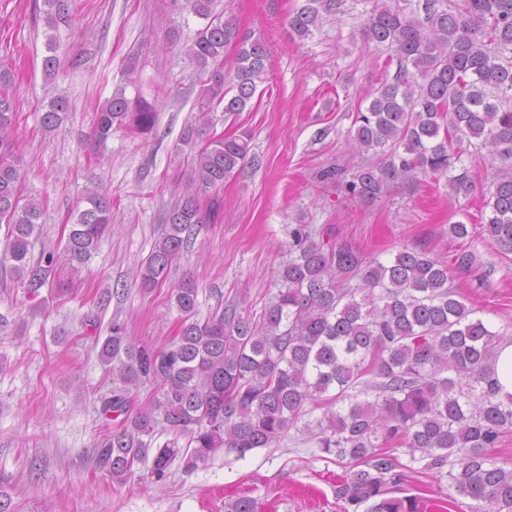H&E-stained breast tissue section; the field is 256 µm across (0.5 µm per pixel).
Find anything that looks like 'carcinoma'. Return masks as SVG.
Here are the masks:
<instances>
[{
    "instance_id": "1",
    "label": "carcinoma",
    "mask_w": 512,
    "mask_h": 512,
    "mask_svg": "<svg viewBox=\"0 0 512 512\" xmlns=\"http://www.w3.org/2000/svg\"><path fill=\"white\" fill-rule=\"evenodd\" d=\"M48 30L69 25L67 0H43ZM204 20L188 49L209 74L197 115L180 141L197 146L189 184L203 192L259 165L248 132L209 137L211 113L243 112L265 75L267 47L240 32L235 21L214 12L215 0H173ZM346 0H305L288 18L301 39L325 18L345 12ZM366 40L386 46L396 71L356 112L349 137L360 152L379 157L357 166L345 189L375 202L396 183L445 176L456 195L473 190L462 157L473 152L503 171L486 202L482 232L512 254V0H373L361 24ZM235 49L233 82L226 84L224 53ZM54 36L47 37L42 67L58 75ZM14 72L0 68V225L5 245L0 269L9 272L30 299L60 265L78 270L112 231V200L100 187L85 190L64 248L31 253L42 234L41 204L21 202L27 173L16 149ZM69 99L50 97L41 118L52 132L69 112ZM157 104L117 90L95 112L85 147L94 152L115 126L141 134L158 122ZM221 220V202L201 203L183 193L167 215L164 232L136 270L141 288L166 281L198 224ZM296 258L284 267L286 288L256 322L227 306L196 319L199 288L183 278L170 301L183 316L178 336L153 348L140 344L126 326L112 322L99 358L110 366L112 390L100 398V413L124 416L103 434L98 464L122 484L134 463L155 449L151 476L162 482L170 464L187 470L205 464L220 449L244 457L269 448L303 428L320 450L345 469L336 497L344 512H420V498L407 487L412 474L435 472L452 493L477 503L476 512H512V468L497 465L489 449L512 432V394L500 396L495 378L501 336L448 286V262L423 249L404 247L388 263L370 261L347 243L315 241L303 228L293 232ZM360 284L349 287L354 276ZM373 375L371 401L358 399L362 378ZM157 387L151 407L132 410L131 392ZM322 417L306 419L329 391ZM188 439L153 446L155 427ZM405 449L403 463L389 453ZM225 512H258L242 496Z\"/></svg>"
}]
</instances>
